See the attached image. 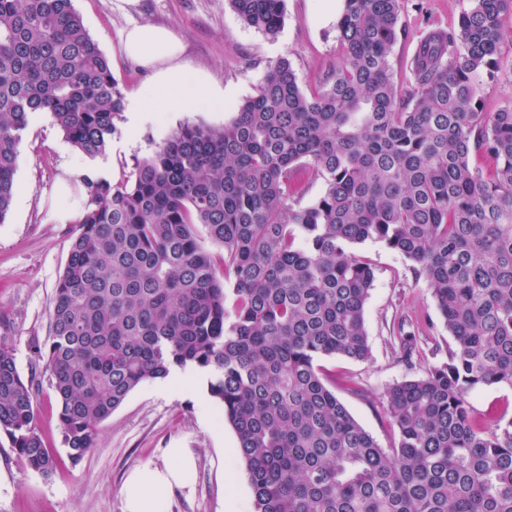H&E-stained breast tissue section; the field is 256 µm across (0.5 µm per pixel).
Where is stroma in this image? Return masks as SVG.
<instances>
[{"label": "stroma", "instance_id": "1", "mask_svg": "<svg viewBox=\"0 0 512 512\" xmlns=\"http://www.w3.org/2000/svg\"><path fill=\"white\" fill-rule=\"evenodd\" d=\"M471 6L472 0H403L400 23L407 35L395 43L389 57L395 83L408 80V63L425 22L457 27ZM74 7L110 60L112 75L125 95L152 75L151 68L128 60L122 52L121 33L132 24L171 29L184 46V60L204 71L207 82L225 89L237 104L255 93L280 59L290 61L301 88L309 93L343 58L337 33L343 0H336L331 12L324 0H284L283 22L272 36L245 24L230 0H138L125 12L117 9L116 0H74ZM498 61L495 74L479 78L490 107L512 102L511 39H504ZM232 116V111L216 105L180 112L145 125L132 142L125 132H118L105 156L93 160L66 140L48 113L30 117L20 145L12 207L5 223H0V342L13 349L22 375L35 376L39 383L38 431L57 456L58 466L45 477L29 469L12 448L0 447V512H124L122 488L128 474L147 465L164 466L169 448L191 449L196 469L191 488L170 493L168 512H225L231 494L243 512H252L253 492L236 457V434L210 395L206 376L197 377L190 389L157 380L135 388L103 424L92 450L75 464L63 443L49 374L32 352L33 341L50 334L54 286L76 231L75 225L53 219L57 182L68 179L74 199L83 200L79 177L87 169L119 181L130 174L136 160L152 154L180 126H220ZM356 252L375 270L365 308L371 357L365 362L326 357L321 365L326 375L343 373L357 382V390L340 387L336 395L387 448L395 434L380 404L384 393L394 383L424 376L429 367L447 361L452 339L430 287L409 261L378 241H366ZM403 320L421 344L409 365L398 362L391 349L393 333ZM230 469L236 473L232 485L225 480Z\"/></svg>", "mask_w": 512, "mask_h": 512}]
</instances>
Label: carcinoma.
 <instances>
[{"instance_id": "1", "label": "carcinoma", "mask_w": 512, "mask_h": 512, "mask_svg": "<svg viewBox=\"0 0 512 512\" xmlns=\"http://www.w3.org/2000/svg\"><path fill=\"white\" fill-rule=\"evenodd\" d=\"M230 2L278 31L283 0ZM401 10L344 0L343 60L318 90L283 58L223 126L179 128L119 182L80 177L50 335L32 344L72 462L137 386L193 368L236 433L254 512H512V420L479 418L468 400L512 386V102L488 110L477 84L494 75L512 0H474L457 28L430 31L405 85L389 63ZM123 108L73 0H0V223L31 113L94 159ZM309 178L324 191L303 204ZM198 224L223 253L202 247ZM368 240L426 279L453 340L448 361L387 389L390 448L318 364L371 357L375 273L355 253ZM392 350L406 362L419 350L402 323ZM37 393L0 343V435L48 476L58 460L36 430Z\"/></svg>"}]
</instances>
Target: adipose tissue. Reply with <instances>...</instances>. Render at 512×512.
Listing matches in <instances>:
<instances>
[{"mask_svg": "<svg viewBox=\"0 0 512 512\" xmlns=\"http://www.w3.org/2000/svg\"><path fill=\"white\" fill-rule=\"evenodd\" d=\"M122 47L126 57L157 68L153 81L140 87L127 102L128 137H135L142 125L157 121L160 115L223 103V90L203 83L196 69L181 63L183 45L169 28H127ZM168 456L170 461L164 467L148 466L128 476L123 488L125 512H166L172 488L190 487L195 465L191 449L172 448Z\"/></svg>", "mask_w": 512, "mask_h": 512, "instance_id": "adipose-tissue-1", "label": "adipose tissue"}]
</instances>
